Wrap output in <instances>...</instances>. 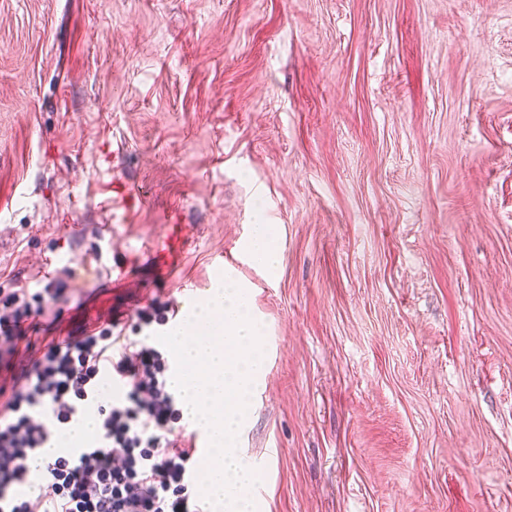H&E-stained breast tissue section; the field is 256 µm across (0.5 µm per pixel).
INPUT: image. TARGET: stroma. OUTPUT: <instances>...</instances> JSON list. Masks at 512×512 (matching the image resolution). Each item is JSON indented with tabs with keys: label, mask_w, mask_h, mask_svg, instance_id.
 Masks as SVG:
<instances>
[{
	"label": "stroma",
	"mask_w": 512,
	"mask_h": 512,
	"mask_svg": "<svg viewBox=\"0 0 512 512\" xmlns=\"http://www.w3.org/2000/svg\"><path fill=\"white\" fill-rule=\"evenodd\" d=\"M173 224L263 326L257 512H512V0H0V289L71 287L36 342L179 321ZM255 224L278 268L219 263ZM171 233L153 244V252L158 258L164 274L169 280H178L184 287V295L187 303H193L198 298L196 288H193L187 281H183L179 271L181 268V255L192 242V237L184 232V225H170Z\"/></svg>",
	"instance_id": "stroma-1"
}]
</instances>
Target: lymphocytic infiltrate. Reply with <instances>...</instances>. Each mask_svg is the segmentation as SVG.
<instances>
[{
  "label": "lymphocytic infiltrate",
  "instance_id": "f902f5d3",
  "mask_svg": "<svg viewBox=\"0 0 512 512\" xmlns=\"http://www.w3.org/2000/svg\"><path fill=\"white\" fill-rule=\"evenodd\" d=\"M64 294L60 287L0 289V357L14 353L45 297ZM104 368L125 382L123 402L96 397ZM167 370L162 352L113 335L108 325L45 343L10 388L0 387V512H203L188 482L191 451L178 434L182 416ZM89 400L99 416L95 448L45 461V490L37 496L7 497L9 487L27 481L31 460L49 439L34 410L50 411L65 425Z\"/></svg>",
  "mask_w": 512,
  "mask_h": 512
}]
</instances>
